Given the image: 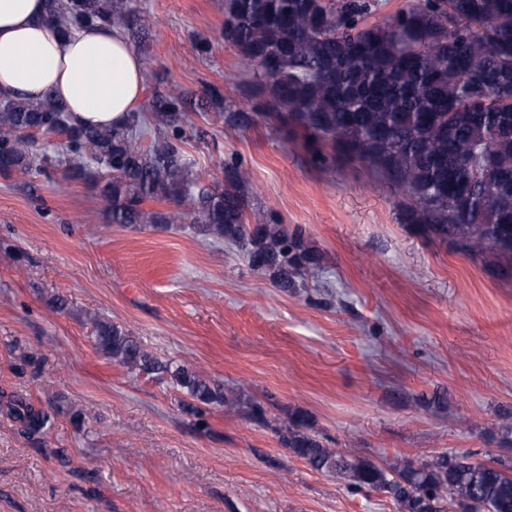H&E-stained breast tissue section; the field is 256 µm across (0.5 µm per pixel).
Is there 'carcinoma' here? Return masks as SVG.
<instances>
[{
  "mask_svg": "<svg viewBox=\"0 0 512 512\" xmlns=\"http://www.w3.org/2000/svg\"><path fill=\"white\" fill-rule=\"evenodd\" d=\"M46 19L67 29L107 24L133 14L129 0H45ZM372 0H224V40L252 71V96L305 149L326 147L367 163L401 188L411 203L405 221L423 238L481 260L512 279V0H414L385 20L370 21ZM170 90L152 118L132 114L118 127L82 126L52 94L31 101L0 96V173L50 175L58 166L94 186L108 202L111 224L191 223L200 233L241 242L249 267L292 292L321 254L296 225L269 224L248 213L246 173L224 168V185L198 187L176 142L185 138ZM66 134L63 156L35 149L37 135ZM165 200L178 210H148ZM95 349L134 371L169 377L185 391L183 410L196 418L226 402L224 388L152 357L125 328L92 318ZM29 433L50 429L52 414L17 409ZM499 445L512 447V409L500 414ZM281 443L313 470L355 489L383 492L398 512H512V461L492 465L468 454L382 467L326 447L303 410L276 429Z\"/></svg>",
  "mask_w": 512,
  "mask_h": 512,
  "instance_id": "cac0c4a2",
  "label": "carcinoma"
}]
</instances>
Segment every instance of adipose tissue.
<instances>
[{
	"label": "adipose tissue",
	"mask_w": 512,
	"mask_h": 512,
	"mask_svg": "<svg viewBox=\"0 0 512 512\" xmlns=\"http://www.w3.org/2000/svg\"><path fill=\"white\" fill-rule=\"evenodd\" d=\"M45 0H0V90L38 100L53 93L85 126H119L144 95L143 62L122 30L62 35L45 24Z\"/></svg>",
	"instance_id": "obj_1"
}]
</instances>
